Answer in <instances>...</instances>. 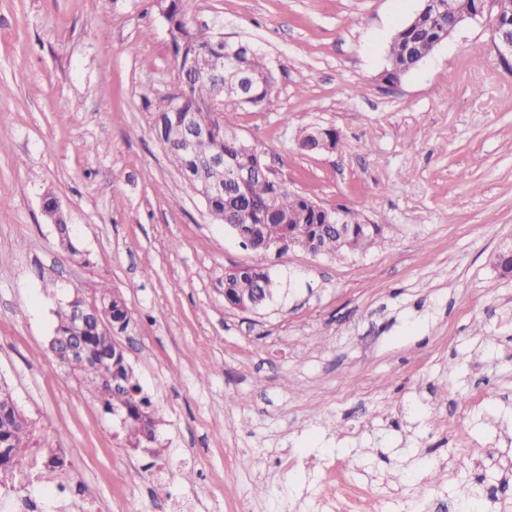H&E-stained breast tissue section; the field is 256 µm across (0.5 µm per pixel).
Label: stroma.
<instances>
[{
	"label": "stroma",
	"mask_w": 512,
	"mask_h": 512,
	"mask_svg": "<svg viewBox=\"0 0 512 512\" xmlns=\"http://www.w3.org/2000/svg\"><path fill=\"white\" fill-rule=\"evenodd\" d=\"M419 6L191 0L192 24L276 71L241 135L290 190L380 228L366 251L259 256L152 134L144 99L175 78L152 0H0V379L35 426L0 512L78 494L83 512H166L171 495L195 512H512V276L493 263L512 244V72L469 23L384 83ZM316 125L336 150L300 148ZM49 191L74 252L42 213ZM254 264L276 293L230 307L225 268ZM103 287L131 311L117 341L152 401L166 491L139 467L152 449L49 349L60 303Z\"/></svg>",
	"instance_id": "1"
}]
</instances>
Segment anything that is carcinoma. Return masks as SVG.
<instances>
[{"label":"carcinoma","mask_w":512,"mask_h":512,"mask_svg":"<svg viewBox=\"0 0 512 512\" xmlns=\"http://www.w3.org/2000/svg\"><path fill=\"white\" fill-rule=\"evenodd\" d=\"M190 0H158L155 10L168 27L172 40L174 67L183 68L198 56L211 50L216 40L193 28L187 21ZM501 10L490 20L494 31L512 29V0H501ZM478 0H426L418 12L393 35L388 48V67L383 81L393 84L414 69L422 60L448 39V28L456 17L476 8ZM253 80L252 93L246 102L240 101L239 72ZM277 90L275 71L266 56L250 42L241 41L234 53L224 57V85L215 79L193 80L188 85L175 84L168 92L146 102L151 107V131L155 139L166 145L173 131L175 115L166 110L164 102L177 98L182 111L192 114L200 127H209L213 134L198 140L193 155L166 149L172 163L182 172L219 149L239 164H250L253 175L245 186L234 182L224 184V196L215 198L209 206L218 224H237L254 229L253 237L240 243L258 254L291 247L313 254L336 255L343 251L366 250L377 243V234L368 231V224L359 212L343 207L349 215L345 233L336 232L330 224L336 211L324 207L309 196L288 189L279 178L268 173L263 156L237 132V114L241 110L259 108L268 103ZM224 94L228 105L222 116L215 115L212 102ZM341 141L333 127L316 126L303 132L300 147L313 151L327 144L336 147ZM224 288L233 303L253 302L273 291L272 281L261 267L242 266L224 274ZM98 301L110 308L107 330L99 329L96 320L86 323L83 353L68 362L100 392L108 412L118 407L128 408L129 436L140 440L145 430H152L148 413L150 400L142 395L134 369L124 352L112 345V338L123 333L130 320L129 309L118 294L109 288L100 291ZM31 433L27 419L18 416L9 402L0 397V441L8 445V455L0 457V471L19 467L25 458Z\"/></svg>","instance_id":"1"}]
</instances>
